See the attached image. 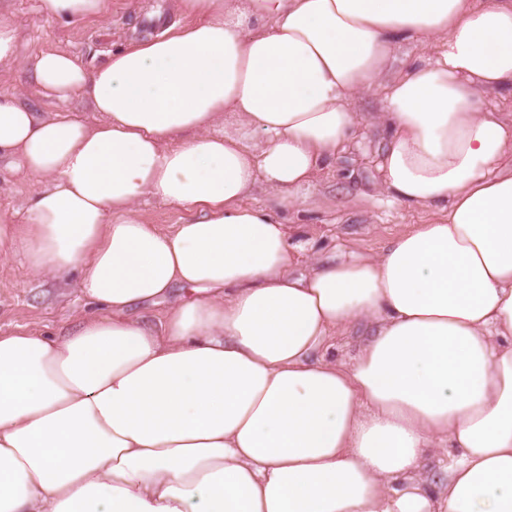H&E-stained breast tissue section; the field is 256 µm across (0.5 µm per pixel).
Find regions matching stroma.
<instances>
[{
    "instance_id": "stroma-1",
    "label": "stroma",
    "mask_w": 512,
    "mask_h": 512,
    "mask_svg": "<svg viewBox=\"0 0 512 512\" xmlns=\"http://www.w3.org/2000/svg\"><path fill=\"white\" fill-rule=\"evenodd\" d=\"M11 3L20 26V49L14 63L0 65V91L17 93L39 112L68 107L36 92L28 59L40 50L67 52L90 68L103 62L104 50L125 46L134 33L149 32L146 10H154L169 26L186 21L175 12L173 0H112L110 15L80 26L42 19L35 11L36 0ZM354 109L361 124L347 151L324 170L306 203L283 214L290 242L301 246L305 262L330 257L342 248L381 254L407 227L434 217L432 210L413 211L376 194L375 162L384 132L373 118L382 109L381 91L360 97ZM38 186L37 179L22 180L1 167L0 210H13L16 222H24ZM87 311L86 300L75 290L35 275L23 252L0 255V335L21 330L57 333L73 327Z\"/></svg>"
}]
</instances>
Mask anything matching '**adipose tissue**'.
<instances>
[{
  "instance_id": "1",
  "label": "adipose tissue",
  "mask_w": 512,
  "mask_h": 512,
  "mask_svg": "<svg viewBox=\"0 0 512 512\" xmlns=\"http://www.w3.org/2000/svg\"><path fill=\"white\" fill-rule=\"evenodd\" d=\"M191 24L0 94V162L41 183L0 254L92 312L0 336V512H512V0H176ZM112 0H38L71 25ZM432 45L389 77L406 45ZM384 87L376 187L439 212L294 271L277 215ZM235 132L217 129L224 113ZM268 207L246 204L257 186ZM152 198L184 210L162 230ZM169 301L158 325L136 307ZM364 321L352 362L318 355ZM449 445L433 476L424 453Z\"/></svg>"
}]
</instances>
